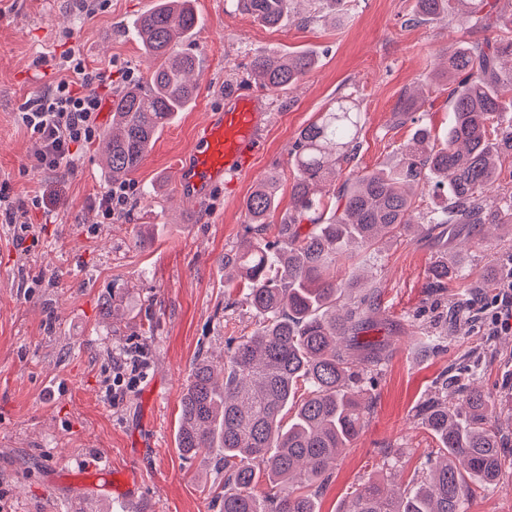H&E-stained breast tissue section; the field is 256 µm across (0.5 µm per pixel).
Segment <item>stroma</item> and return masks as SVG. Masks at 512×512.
Returning a JSON list of instances; mask_svg holds the SVG:
<instances>
[{
    "instance_id": "35a3bbf8",
    "label": "stroma",
    "mask_w": 512,
    "mask_h": 512,
    "mask_svg": "<svg viewBox=\"0 0 512 512\" xmlns=\"http://www.w3.org/2000/svg\"><path fill=\"white\" fill-rule=\"evenodd\" d=\"M154 0H0V195L26 210L25 225L0 223V512H221L224 471L213 456L186 458L177 448L181 398L197 358L222 359L228 337L252 332L259 317L227 305L236 283L224 254L243 239L242 201L268 176L280 181L271 223L292 210L291 149L299 131L337 98L361 112L357 170L394 165L415 131L395 110L411 89L433 136L448 130L451 84L436 79L441 48L483 38L473 20L410 23L416 0H343L338 16L314 18L315 0H294L288 21L269 28L229 0H194L201 58L194 104L159 133L132 177L148 197L133 196L104 224L96 201L112 182L96 142L75 149L63 169H32L39 141L19 120L24 106L60 76L69 51L106 75L99 128L112 121L115 95L128 77L153 69L136 36ZM310 51L317 63L297 86L276 93L249 76L263 51ZM261 96L274 122L250 173L232 189L190 202L173 179L210 108L225 87ZM469 224L453 239L416 234L392 239L368 272L379 290L372 338L384 359L372 408L350 450L320 489L319 512H340L358 484L382 475L420 478L437 442L417 419L419 404L467 358L483 369L482 387L512 414V333H491L489 313L450 320L457 284L428 294L432 264L463 254L465 281L486 283L496 299L512 255V229L478 240ZM429 334L444 336L430 349ZM144 351L135 383L109 401L117 359ZM99 457L113 471L143 476L136 499L103 501L59 486L50 470ZM467 512H512V466L498 486L474 488Z\"/></svg>"
}]
</instances>
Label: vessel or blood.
I'll return each mask as SVG.
<instances>
[{
	"instance_id": "1",
	"label": "vessel or blood",
	"mask_w": 512,
	"mask_h": 512,
	"mask_svg": "<svg viewBox=\"0 0 512 512\" xmlns=\"http://www.w3.org/2000/svg\"><path fill=\"white\" fill-rule=\"evenodd\" d=\"M271 116L260 98L244 91L225 96L221 106L210 109L209 117L199 130L188 163L174 170L180 193L195 200L209 195L215 188L231 186L252 169V159L264 144L263 132ZM86 491L98 496L138 495L139 474H120L98 466L86 469Z\"/></svg>"
}]
</instances>
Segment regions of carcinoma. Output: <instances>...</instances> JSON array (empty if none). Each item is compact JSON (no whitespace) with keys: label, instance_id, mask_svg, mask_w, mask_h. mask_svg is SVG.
Instances as JSON below:
<instances>
[{"label":"carcinoma","instance_id":"1","mask_svg":"<svg viewBox=\"0 0 512 512\" xmlns=\"http://www.w3.org/2000/svg\"><path fill=\"white\" fill-rule=\"evenodd\" d=\"M234 2L276 27L292 0ZM417 12L407 23L466 15L482 29L505 30L472 49L441 51L440 76L455 84L448 140L436 145L422 125L394 166L344 176L342 164L360 149V112L341 97L298 133L288 218L268 223L277 207L275 177L243 203L245 245L224 253V271H233L242 289L227 306H246L261 321L226 340L224 360L193 362L177 431L185 456L220 452L223 512H317V489L362 430L382 348L360 336L373 326L378 292L362 286L356 265L416 225L443 235L455 224H512V194L493 190L499 162L512 158V0H417ZM198 27L189 0H157L139 19L138 38L156 66L118 93L112 123L99 135L113 184L130 179L158 132L196 95L200 59L185 43ZM314 65L307 53L267 52L253 57L250 73L276 92L300 83ZM341 176L324 222L321 186ZM419 189L433 196L425 214L416 206ZM344 264L348 272L339 278L336 266ZM464 268L461 258L438 261L430 288L447 289ZM466 376L455 390L457 406H448L440 389L421 407V425L437 440V462L426 475L391 488L370 478L340 512H465L468 480L496 487L507 463L497 403L481 388V372Z\"/></svg>","mask_w":512,"mask_h":512}]
</instances>
